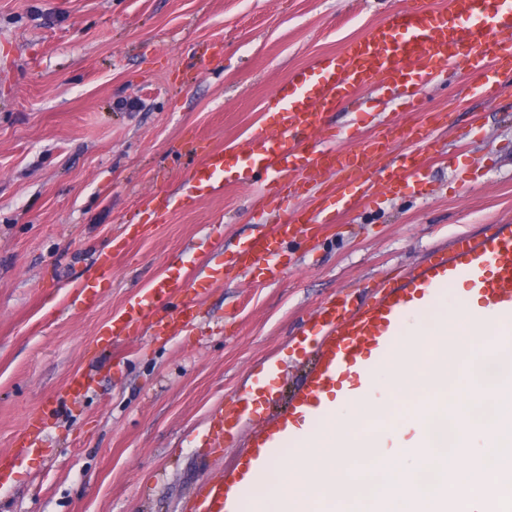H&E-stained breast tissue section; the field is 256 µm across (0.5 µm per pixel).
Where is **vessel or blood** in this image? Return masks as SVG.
Masks as SVG:
<instances>
[{
  "label": "vessel or blood",
  "instance_id": "b4317fda",
  "mask_svg": "<svg viewBox=\"0 0 512 512\" xmlns=\"http://www.w3.org/2000/svg\"><path fill=\"white\" fill-rule=\"evenodd\" d=\"M472 75L475 90L497 97L501 77L512 72V8L503 0H448L444 10H432L427 0H412L405 10L372 28L364 37L345 45L340 53L318 57L311 67L298 70L276 92L275 124L278 135L255 132L244 152L253 168L278 173L299 163L331 171L341 176L360 172L364 182L391 187L395 182L420 174L423 164L414 155L402 153L391 169L371 170L369 161L387 147L378 134L359 150L329 148L300 156L296 147L323 126L322 115L336 104L356 102L362 90L376 82L404 84L408 79L424 83L439 66ZM416 106L407 103L400 119L389 125V132L403 131L419 138L422 125L414 117ZM232 158L223 149L207 151L192 172L201 186L213 187L224 176ZM339 181L332 208H319L317 216L304 212L289 214L284 223L273 225L266 234L245 242L238 251L237 266H265L276 271L272 239L300 234L302 229L322 231L335 223L338 214L359 202ZM468 277L474 291L488 309L512 318V225L494 224L480 241L458 238L446 254L407 282L384 285L380 297L367 308L348 301L330 302L321 307L314 326L319 345L305 385L291 398L288 408L273 422L262 423L251 448V466L263 464V451L278 447L287 439L294 419L317 407L318 395L341 375L358 370L364 346L383 349L389 343L400 316L415 305V292L430 297L444 284ZM187 283L166 279L155 284L148 300L130 299L121 313L104 326L110 336H126L137 331L151 316H163L171 334L197 321L202 312L198 301L185 299ZM47 427L46 417L28 416L21 436L15 441L13 456L0 454V484L10 481L17 458L33 452ZM243 478L221 477L208 488L201 512H235L234 505L247 490Z\"/></svg>",
  "mask_w": 512,
  "mask_h": 512
}]
</instances>
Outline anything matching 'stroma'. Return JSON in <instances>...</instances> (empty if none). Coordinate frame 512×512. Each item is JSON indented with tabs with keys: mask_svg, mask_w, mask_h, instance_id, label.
Masks as SVG:
<instances>
[{
	"mask_svg": "<svg viewBox=\"0 0 512 512\" xmlns=\"http://www.w3.org/2000/svg\"><path fill=\"white\" fill-rule=\"evenodd\" d=\"M409 2L0 0V452L59 399L44 452L0 486V512H189L203 485L242 469L258 421L302 384L316 342L297 338L319 306L346 294L371 305L452 239L512 224V77L488 100L471 75L440 68L417 94L420 112L446 114L417 146L423 183L282 244L279 279L224 265L333 180L302 171L306 189L284 209L253 174L200 190L204 147L241 152L273 123L281 83ZM404 94L366 88L324 122L359 147ZM155 192L167 210L148 207ZM178 274L196 284L201 322L171 336L153 317L136 335H101L128 299ZM86 283L92 308L78 299ZM76 372L93 381L72 400L62 391ZM248 393L260 401L234 441L210 447L215 418Z\"/></svg>",
	"mask_w": 512,
	"mask_h": 512,
	"instance_id": "obj_1",
	"label": "stroma"
}]
</instances>
